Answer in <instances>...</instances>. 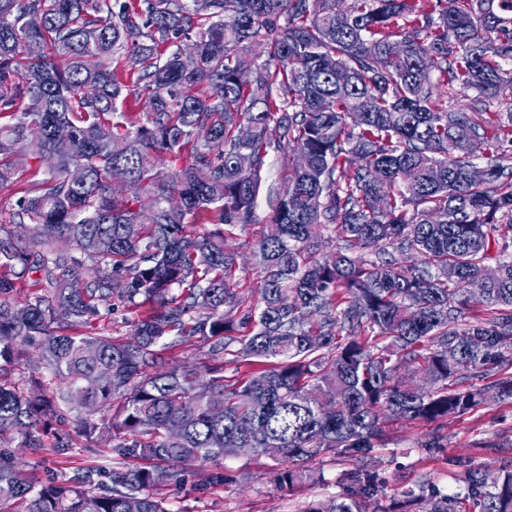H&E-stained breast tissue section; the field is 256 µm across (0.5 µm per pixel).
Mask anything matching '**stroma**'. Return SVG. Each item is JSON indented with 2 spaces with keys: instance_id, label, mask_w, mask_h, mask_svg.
Returning a JSON list of instances; mask_svg holds the SVG:
<instances>
[{
  "instance_id": "stroma-1",
  "label": "stroma",
  "mask_w": 512,
  "mask_h": 512,
  "mask_svg": "<svg viewBox=\"0 0 512 512\" xmlns=\"http://www.w3.org/2000/svg\"><path fill=\"white\" fill-rule=\"evenodd\" d=\"M265 211V204H258L253 222L236 225L226 241L237 255V277L253 290L259 286L255 244L268 230ZM385 430L384 444L371 453V466L382 481V500L402 496L419 484L445 493L461 483L464 468L457 466V459L493 475L512 459V400H499L490 392L481 406L465 415L410 425L394 421ZM224 465L233 478L229 485H205L207 468L197 464L187 483L164 487L163 492L188 512H302L311 502L332 504L353 468L352 463L322 456L314 463L320 480L288 490L274 481L281 457H229Z\"/></svg>"
}]
</instances>
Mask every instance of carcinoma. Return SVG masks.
Wrapping results in <instances>:
<instances>
[{"mask_svg": "<svg viewBox=\"0 0 512 512\" xmlns=\"http://www.w3.org/2000/svg\"><path fill=\"white\" fill-rule=\"evenodd\" d=\"M502 83L512 0H0V112L17 113L0 156L33 146L43 168L17 201L31 244L0 226V512H189L160 493L184 467L207 463L206 482L224 486L230 449L272 445L290 488L326 454L355 463L330 510L303 512H512L508 467L492 484L469 471L450 494L409 490L383 508L368 460L390 420L480 405L471 380L488 365L491 388L512 399V111L495 134L508 150L481 181L468 150L489 138ZM456 84L476 92L470 109L441 104ZM130 94L150 111L114 120ZM272 149L287 175L266 189L252 306L225 240L254 216ZM165 161L179 166L170 179ZM21 177L0 162V187ZM114 179L126 194L110 192ZM324 230L335 248L322 255ZM58 239L92 261L85 286ZM30 280L38 292L23 298ZM474 294L486 312L468 321ZM117 305L137 314L130 340L74 331ZM179 346L212 363L200 375L167 366L162 352ZM21 348L61 386L13 383ZM420 372L428 391L411 381ZM73 412L78 437L112 442V465L32 486L14 449L40 457L50 433L67 453L59 426Z\"/></svg>", "mask_w": 512, "mask_h": 512, "instance_id": "carcinoma-1", "label": "carcinoma"}]
</instances>
